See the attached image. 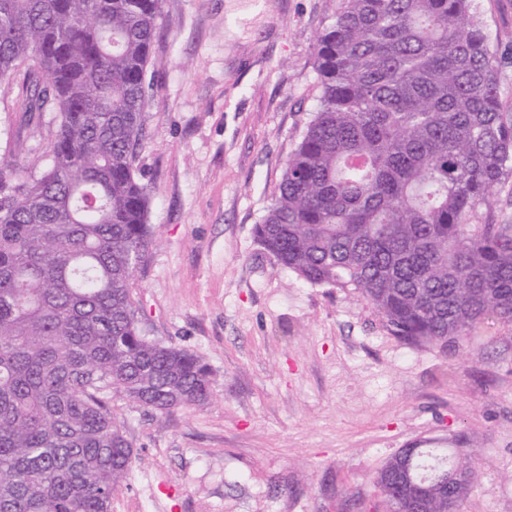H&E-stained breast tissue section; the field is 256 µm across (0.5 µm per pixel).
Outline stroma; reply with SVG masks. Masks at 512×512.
<instances>
[{"mask_svg":"<svg viewBox=\"0 0 512 512\" xmlns=\"http://www.w3.org/2000/svg\"><path fill=\"white\" fill-rule=\"evenodd\" d=\"M163 0L136 161L151 244L131 286L148 338L210 371L211 398L171 414L110 407L134 460L112 512H377L401 449L473 457L460 512H512V326L445 350L390 335L351 291L296 278L257 243L317 105L315 45L340 0ZM512 118V0H477ZM0 83V161L40 172L54 114L25 125Z\"/></svg>","mask_w":512,"mask_h":512,"instance_id":"35a3bbf8","label":"stroma"}]
</instances>
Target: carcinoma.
Instances as JSON below:
<instances>
[{
  "mask_svg": "<svg viewBox=\"0 0 512 512\" xmlns=\"http://www.w3.org/2000/svg\"><path fill=\"white\" fill-rule=\"evenodd\" d=\"M162 0H0V81L58 125L35 175L0 164V512H111L133 463L122 392L200 407L210 372L148 339L130 280L151 243L136 161ZM317 109L257 243L310 284L360 294L386 329L446 349L512 324V123L474 0H340L315 46ZM437 460L460 481L412 483ZM472 459L404 448L375 478L383 512H457ZM495 213L499 224H512V180L498 188L495 196Z\"/></svg>",
  "mask_w": 512,
  "mask_h": 512,
  "instance_id": "obj_1",
  "label": "carcinoma"
}]
</instances>
